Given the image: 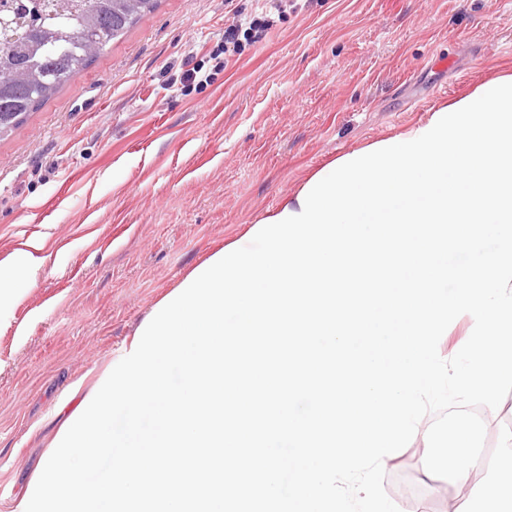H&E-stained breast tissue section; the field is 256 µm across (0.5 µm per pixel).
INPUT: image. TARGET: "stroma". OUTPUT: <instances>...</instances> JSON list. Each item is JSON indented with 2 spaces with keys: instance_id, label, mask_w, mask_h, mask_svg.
Here are the masks:
<instances>
[{
  "instance_id": "obj_1",
  "label": "stroma",
  "mask_w": 512,
  "mask_h": 512,
  "mask_svg": "<svg viewBox=\"0 0 512 512\" xmlns=\"http://www.w3.org/2000/svg\"><path fill=\"white\" fill-rule=\"evenodd\" d=\"M257 0L157 10L0 138V262L46 240L0 302V512H20L77 381L92 384L195 265L327 161L403 132L512 72V0H293L213 72ZM198 68L206 79L180 85ZM475 471L512 466V394L486 409ZM413 437L384 464L400 512H472L473 479L424 466ZM456 510H449V501Z\"/></svg>"
}]
</instances>
